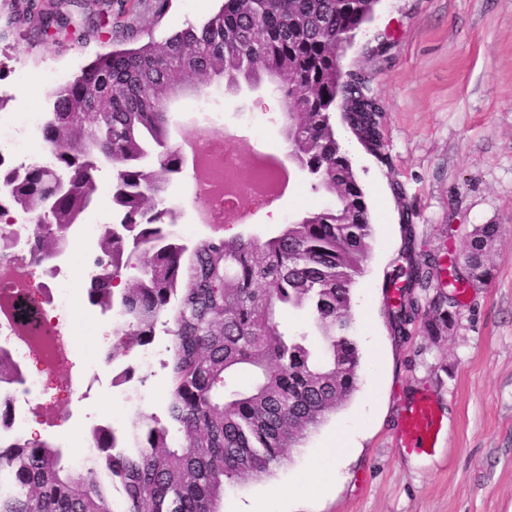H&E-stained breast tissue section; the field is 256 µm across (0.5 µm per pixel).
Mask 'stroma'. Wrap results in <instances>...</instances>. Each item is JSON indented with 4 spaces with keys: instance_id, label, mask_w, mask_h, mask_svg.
Returning <instances> with one entry per match:
<instances>
[{
    "instance_id": "obj_1",
    "label": "stroma",
    "mask_w": 512,
    "mask_h": 512,
    "mask_svg": "<svg viewBox=\"0 0 512 512\" xmlns=\"http://www.w3.org/2000/svg\"><path fill=\"white\" fill-rule=\"evenodd\" d=\"M81 0L73 20L54 36L33 37L14 22V0H0V87L14 98L6 109L31 116L44 112L53 76L71 81L96 54L146 42L203 21L216 0ZM102 14L94 31L85 14ZM345 69L364 74L383 107V132L390 155L382 166L344 128L345 143L369 206L376 241L353 290V330L362 369L351 400L330 415L303 447L265 480L227 491L222 512H244L269 502V512H512V0H377L373 18L343 58ZM218 110L224 133L241 163L253 147L278 155L286 148L278 109L265 103L242 109L223 96ZM96 204L71 234L72 340L99 360L112 340V320L91 310L84 267L98 252L97 230L112 221L110 168L99 174ZM302 174L279 200L253 206L240 224L224 225V236L246 230L265 236L312 202ZM402 196H395L394 186ZM189 172L168 188L185 212L175 231L191 244L212 234L195 221L188 194ZM416 226L417 249L446 269L461 266L472 230L497 224L493 277L485 284L454 289L456 307L436 333L419 329L393 335L382 282L402 246L400 210ZM169 338L157 334L142 347L134 378L112 386L110 374L88 396L71 398L57 411L32 397L27 424L73 458L83 438L103 422L127 426L138 413L165 416ZM434 399L445 418L438 447L411 464L396 448L405 407L420 396ZM349 431L354 453L332 487L312 498L296 491L321 463L322 448Z\"/></svg>"
}]
</instances>
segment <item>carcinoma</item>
<instances>
[{
    "label": "carcinoma",
    "mask_w": 512,
    "mask_h": 512,
    "mask_svg": "<svg viewBox=\"0 0 512 512\" xmlns=\"http://www.w3.org/2000/svg\"><path fill=\"white\" fill-rule=\"evenodd\" d=\"M378 0H221L198 25L137 47L96 56L55 90L42 140L48 165L7 167L0 185V268H11L22 235L29 266L66 253L70 234L93 205L98 174L112 169L116 222L103 225L90 305L117 312L106 361L150 344L157 326L169 336L165 418L142 413L112 436L91 430L98 453L67 464L45 439L21 436L0 447V512H221L226 487L245 485L283 464L326 416L357 390L360 350L350 315L352 291L372 250L374 225L350 159L336 139V100L367 99L360 79L342 82L336 50L367 23ZM35 34L70 20L37 11ZM268 79L295 111L282 113L286 147L305 173L313 202L264 239L248 233L188 246L172 227L179 213L167 189L181 172L170 143L165 105L224 82ZM383 116L351 112L343 124L379 163H388ZM48 222L26 227L9 212ZM400 264L384 275L388 319L396 336L424 318L428 332L448 320V296L423 300L436 287L435 258L415 253L414 224L401 211ZM500 226L473 229L467 279L491 276L488 255ZM19 335L40 347L46 315L23 280L0 293ZM302 311L308 326L290 330L285 313ZM0 381L23 373L0 352Z\"/></svg>",
    "instance_id": "carcinoma-1"
}]
</instances>
